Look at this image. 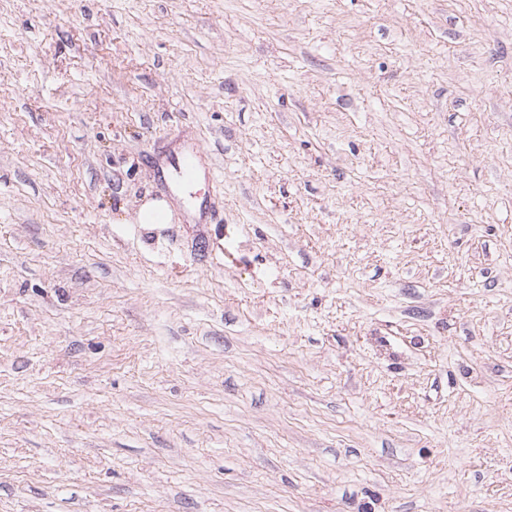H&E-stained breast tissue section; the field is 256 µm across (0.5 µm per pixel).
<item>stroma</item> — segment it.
Listing matches in <instances>:
<instances>
[{
    "mask_svg": "<svg viewBox=\"0 0 512 512\" xmlns=\"http://www.w3.org/2000/svg\"><path fill=\"white\" fill-rule=\"evenodd\" d=\"M0 512H512V0H0ZM203 154L202 146L198 145L196 150L175 156L172 161L174 163L177 180H161L159 185L160 194L168 195L178 186L187 188L200 181L217 186V184L222 181V176L215 169L211 167L206 168L202 164L201 158Z\"/></svg>",
    "mask_w": 512,
    "mask_h": 512,
    "instance_id": "obj_1",
    "label": "stroma"
}]
</instances>
